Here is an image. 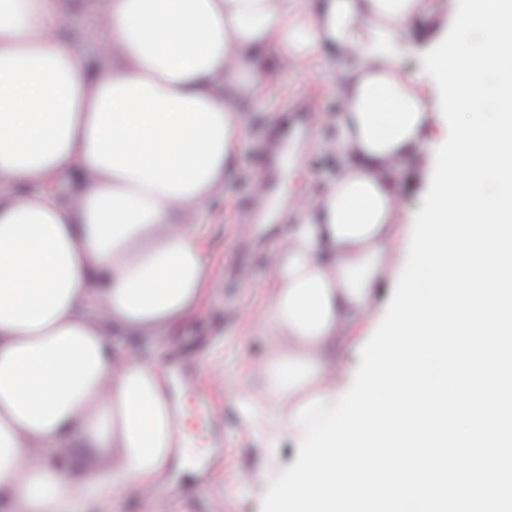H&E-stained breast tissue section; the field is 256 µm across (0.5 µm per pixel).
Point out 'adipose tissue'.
Wrapping results in <instances>:
<instances>
[{
  "label": "adipose tissue",
  "instance_id": "1",
  "mask_svg": "<svg viewBox=\"0 0 512 512\" xmlns=\"http://www.w3.org/2000/svg\"><path fill=\"white\" fill-rule=\"evenodd\" d=\"M75 0H0V512H106L152 499L178 438L169 373L114 353L110 329L153 339L202 308L211 279L186 214L237 169L241 107L274 73L337 62L339 165L268 262V349L228 391L275 461L333 407L358 361L338 339L366 332L406 247L397 188L435 109L430 78L403 72L436 0H103L112 69L94 71L60 29ZM79 180L75 200L50 186ZM77 448L106 458L79 464Z\"/></svg>",
  "mask_w": 512,
  "mask_h": 512
}]
</instances>
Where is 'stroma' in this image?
<instances>
[{
    "mask_svg": "<svg viewBox=\"0 0 512 512\" xmlns=\"http://www.w3.org/2000/svg\"><path fill=\"white\" fill-rule=\"evenodd\" d=\"M68 24L79 58L111 69L112 51L100 46L94 19L73 14ZM336 98L332 62L278 73L243 105L247 134L238 145L239 174L225 185L220 208L185 218L203 239L214 279L203 311L145 348L173 373L171 395L181 433L201 455L193 474L176 460L160 479L162 512H261L268 486L250 478L265 456L261 436L244 429L235 404L211 388L207 373L217 362L225 380L235 382L258 364L261 339L251 322L266 309L272 284L263 256L293 221L289 198L313 201L316 188L336 171L315 122L319 116L333 120ZM430 163L427 147H420L399 174L408 213L423 206Z\"/></svg>",
    "mask_w": 512,
    "mask_h": 512,
    "instance_id": "35a3bbf8",
    "label": "stroma"
}]
</instances>
